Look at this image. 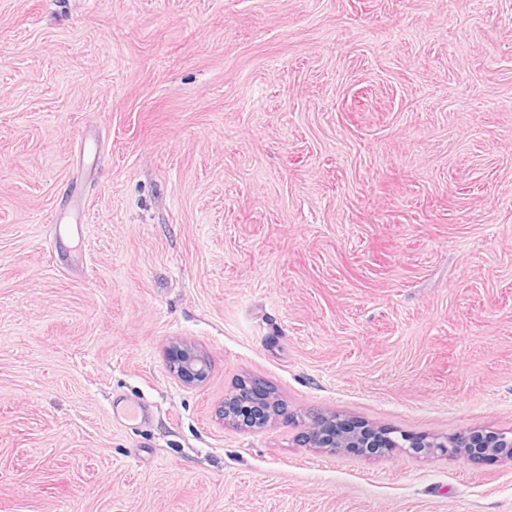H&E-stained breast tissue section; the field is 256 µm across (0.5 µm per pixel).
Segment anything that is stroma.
I'll use <instances>...</instances> for the list:
<instances>
[{"label": "stroma", "mask_w": 512, "mask_h": 512, "mask_svg": "<svg viewBox=\"0 0 512 512\" xmlns=\"http://www.w3.org/2000/svg\"><path fill=\"white\" fill-rule=\"evenodd\" d=\"M321 414L512 431V0H0V512H512ZM178 350L169 360V371L179 379L201 381L206 374V358L192 349ZM247 403L256 407L255 416L251 418L239 414V407ZM221 412L227 424L240 429L255 430L275 421L282 415L283 408L265 385L255 380H242L225 396L224 409Z\"/></svg>", "instance_id": "stroma-1"}]
</instances>
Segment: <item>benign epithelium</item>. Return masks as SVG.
<instances>
[{
	"label": "benign epithelium",
	"mask_w": 512,
	"mask_h": 512,
	"mask_svg": "<svg viewBox=\"0 0 512 512\" xmlns=\"http://www.w3.org/2000/svg\"><path fill=\"white\" fill-rule=\"evenodd\" d=\"M169 371L179 379L200 381L206 374V358L192 349H183L169 360ZM283 413L280 402L267 387L255 380H242L225 396L222 416L236 428L255 430L275 421ZM337 420L333 415H318L304 423L300 442L307 448H321L337 454L347 448H359L361 454H371L377 430L357 426L332 431ZM381 447L396 448L409 456L445 457L480 463L486 459L512 461V434L464 431L453 436L432 435L424 438L402 434L382 436Z\"/></svg>",
	"instance_id": "obj_1"
}]
</instances>
